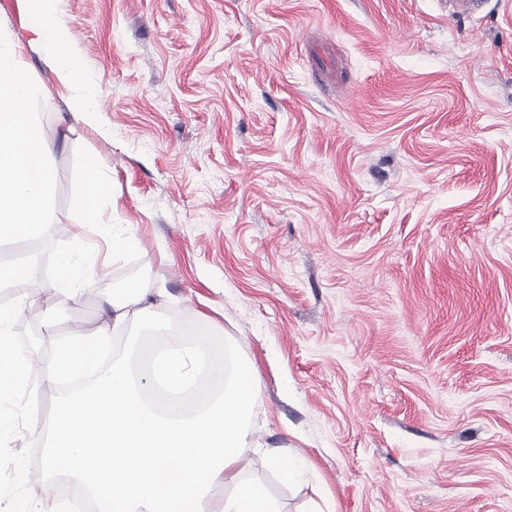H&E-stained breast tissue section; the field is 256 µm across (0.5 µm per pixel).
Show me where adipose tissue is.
I'll use <instances>...</instances> for the list:
<instances>
[{
	"instance_id": "obj_1",
	"label": "adipose tissue",
	"mask_w": 512,
	"mask_h": 512,
	"mask_svg": "<svg viewBox=\"0 0 512 512\" xmlns=\"http://www.w3.org/2000/svg\"><path fill=\"white\" fill-rule=\"evenodd\" d=\"M19 27L0 17V245L50 234L58 218L51 200L55 170L47 133L24 107L42 86L27 75L25 48L42 49L67 90L71 115L99 121L100 86L73 51L68 21L55 0H17ZM85 223L100 221L98 203L110 188L103 161L87 156L79 172ZM54 298L80 297L84 267L71 253L55 259ZM170 296L150 282L115 286L102 325L81 340L59 341L51 358L28 351L20 362L0 357V434L12 431L8 403L31 388L65 380L90 365L114 333L164 316ZM157 398L138 385L127 364L99 372L95 382L57 403L46 428L47 477L68 476L94 512H281L263 486L245 480L254 456L286 480L294 464L265 449L253 427L254 365H224V349L201 331L141 349Z\"/></svg>"
}]
</instances>
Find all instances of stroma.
<instances>
[{
  "mask_svg": "<svg viewBox=\"0 0 512 512\" xmlns=\"http://www.w3.org/2000/svg\"><path fill=\"white\" fill-rule=\"evenodd\" d=\"M101 77L105 127L66 91L27 105L53 137L48 258L93 262L78 173L107 166L105 224L135 237L18 347L100 322L113 284L167 288L257 368L253 422L294 482L283 512H512V0H57ZM42 387L0 436V512L44 493Z\"/></svg>",
  "mask_w": 512,
  "mask_h": 512,
  "instance_id": "35a3bbf8",
  "label": "stroma"
}]
</instances>
